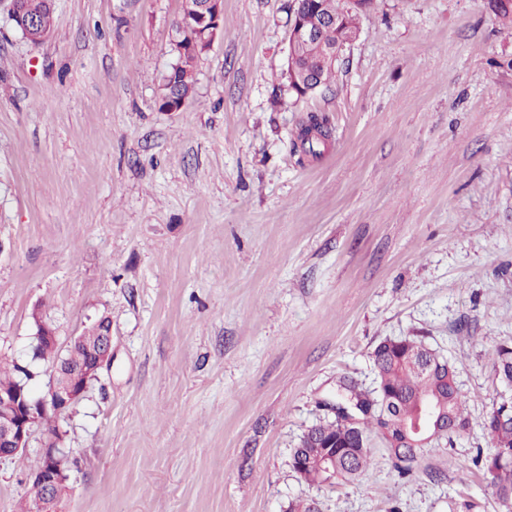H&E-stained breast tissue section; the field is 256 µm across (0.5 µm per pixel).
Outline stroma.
I'll list each match as a JSON object with an SVG mask.
<instances>
[{"instance_id": "35a3bbf8", "label": "stroma", "mask_w": 512, "mask_h": 512, "mask_svg": "<svg viewBox=\"0 0 512 512\" xmlns=\"http://www.w3.org/2000/svg\"><path fill=\"white\" fill-rule=\"evenodd\" d=\"M182 0H54L31 45L0 12V361L41 318L112 362L60 417L59 512H504L483 418L512 344V23L489 0H376L331 82L287 78L291 0H224L182 108L162 106ZM327 117L319 154L299 132ZM410 337L447 357L469 427L409 474L371 436L355 485L291 467L341 381ZM0 460V512L28 498ZM493 369L496 379L512 387V345L499 344L493 350Z\"/></svg>"}]
</instances>
